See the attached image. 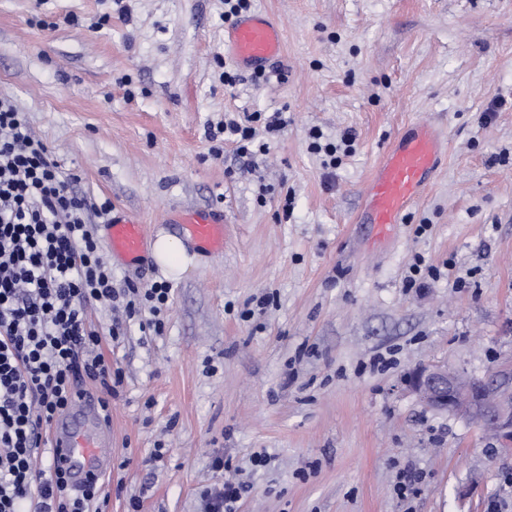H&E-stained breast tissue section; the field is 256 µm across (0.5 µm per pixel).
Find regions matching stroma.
<instances>
[{
  "label": "stroma",
  "mask_w": 512,
  "mask_h": 512,
  "mask_svg": "<svg viewBox=\"0 0 512 512\" xmlns=\"http://www.w3.org/2000/svg\"><path fill=\"white\" fill-rule=\"evenodd\" d=\"M252 10L278 20L283 53L267 83L228 87L223 0H0V98L90 202L151 240L184 236L192 211L224 212L223 251L181 278L110 257L117 283L168 280L162 331L145 307L112 338L110 311L88 310L122 371L105 512H205L217 456L251 488L236 512H487L512 443L427 409L405 379L424 364L512 369V0ZM252 112L288 122L267 153L207 137ZM419 121L444 159L376 240L364 189ZM314 129L352 132L355 152L326 171ZM419 258L440 276L406 288ZM380 356L389 366L373 367ZM406 470L423 479L404 502Z\"/></svg>",
  "instance_id": "1"
}]
</instances>
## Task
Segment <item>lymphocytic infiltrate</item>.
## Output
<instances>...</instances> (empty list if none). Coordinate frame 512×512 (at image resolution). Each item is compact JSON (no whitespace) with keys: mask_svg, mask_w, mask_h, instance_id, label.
Returning <instances> with one entry per match:
<instances>
[{"mask_svg":"<svg viewBox=\"0 0 512 512\" xmlns=\"http://www.w3.org/2000/svg\"><path fill=\"white\" fill-rule=\"evenodd\" d=\"M258 121L270 135L286 127L281 113L254 112L246 123L230 118L217 131L240 155L264 152L269 145L256 140ZM74 183L23 114L0 99V512H89L106 503L101 483L71 485L46 435L73 406L80 380L106 390L102 412L116 393L88 305L119 304L131 318L136 302L156 313L171 293L164 282L145 290L116 286L91 227L112 204L89 206ZM38 456L44 464L37 468Z\"/></svg>","mask_w":512,"mask_h":512,"instance_id":"1","label":"lymphocytic infiltrate"}]
</instances>
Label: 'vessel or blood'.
<instances>
[{
    "instance_id": "1",
    "label": "vessel or blood",
    "mask_w": 512,
    "mask_h": 512,
    "mask_svg": "<svg viewBox=\"0 0 512 512\" xmlns=\"http://www.w3.org/2000/svg\"><path fill=\"white\" fill-rule=\"evenodd\" d=\"M278 23L266 15L239 17L224 48L242 68L259 70L282 51ZM445 145L439 131L427 123L416 124L385 151L368 182L363 220L379 233L401 223L405 212L421 196L439 164ZM189 235L219 252L224 248V214L201 210L186 215ZM111 253L140 259L144 252V227L132 217H112L107 223ZM51 444L58 460L68 465L74 484L83 485L112 466V429L103 419L96 400L81 396L76 406L54 421Z\"/></svg>"
}]
</instances>
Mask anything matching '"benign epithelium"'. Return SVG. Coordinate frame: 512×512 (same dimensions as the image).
<instances>
[{
  "mask_svg": "<svg viewBox=\"0 0 512 512\" xmlns=\"http://www.w3.org/2000/svg\"><path fill=\"white\" fill-rule=\"evenodd\" d=\"M418 401L480 426L489 435L512 441V371L472 377L445 365H423L409 381Z\"/></svg>",
  "mask_w": 512,
  "mask_h": 512,
  "instance_id": "7a95c632",
  "label": "benign epithelium"
}]
</instances>
